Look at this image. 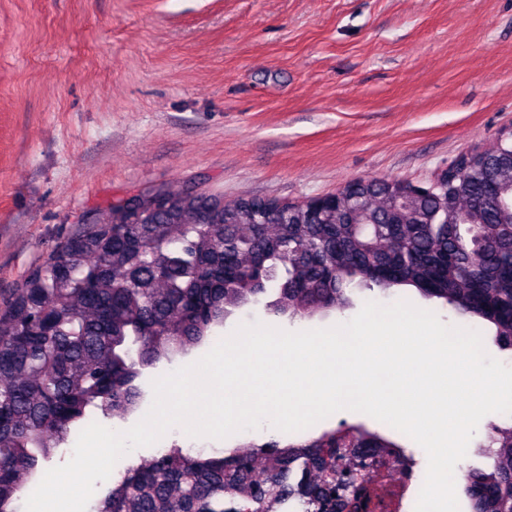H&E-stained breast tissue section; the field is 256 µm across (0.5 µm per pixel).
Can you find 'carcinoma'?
I'll list each match as a JSON object with an SVG mask.
<instances>
[{"label": "carcinoma", "mask_w": 512, "mask_h": 512, "mask_svg": "<svg viewBox=\"0 0 512 512\" xmlns=\"http://www.w3.org/2000/svg\"><path fill=\"white\" fill-rule=\"evenodd\" d=\"M448 182L417 191L369 178L324 205L281 212L275 198L158 188L141 217L112 207L89 217L0 303V512H20L42 465L72 429L137 411L143 370L218 335L233 309L259 301L311 317L350 305L351 286L413 287L494 326L512 350V140L459 155ZM380 443L358 427L288 443L166 448L127 467L90 512H235L239 493L272 491L280 512H310L326 482L311 448L336 437ZM464 472L471 512H512V425L493 423ZM499 483L483 500L479 487Z\"/></svg>", "instance_id": "carcinoma-1"}]
</instances>
